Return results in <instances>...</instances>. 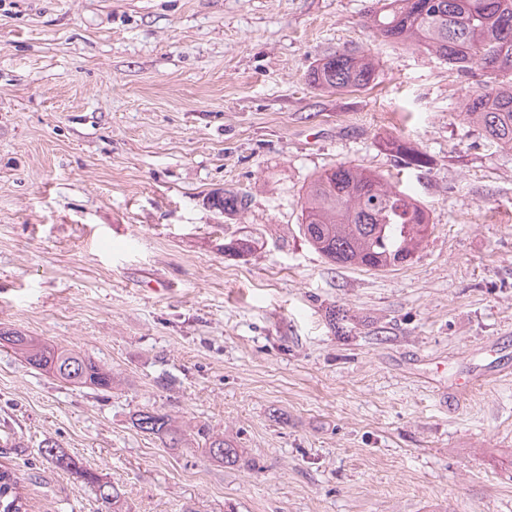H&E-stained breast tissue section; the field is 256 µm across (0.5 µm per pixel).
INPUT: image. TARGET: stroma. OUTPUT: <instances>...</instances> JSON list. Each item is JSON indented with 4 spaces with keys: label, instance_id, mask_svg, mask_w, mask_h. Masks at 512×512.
Here are the masks:
<instances>
[{
    "label": "stroma",
    "instance_id": "1",
    "mask_svg": "<svg viewBox=\"0 0 512 512\" xmlns=\"http://www.w3.org/2000/svg\"><path fill=\"white\" fill-rule=\"evenodd\" d=\"M376 3L0 0V327L116 377L0 348V466L28 512H106L46 440L125 512H512V149L462 120L480 71L378 39ZM342 48L375 57L371 89L311 83ZM341 163L428 209L408 265L305 241V190ZM153 409L241 461L163 447L133 424ZM1 348L20 354L33 369L62 380L92 387L100 392L112 390V370L66 349L48 347L41 339L18 330L0 331ZM197 436L203 438L205 450L212 460L227 465L239 462L240 449L224 439V435L210 433V430L203 428L197 431ZM42 457L53 464L56 468L66 472L77 474L83 478V480L91 485L99 498L103 499V494L108 493L111 499L103 501L102 503L116 506L121 499V493L111 483L102 481L95 473L83 469L79 465V460L75 459L71 455L65 453L59 446L54 442H44L39 448Z\"/></svg>",
    "mask_w": 512,
    "mask_h": 512
}]
</instances>
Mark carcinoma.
I'll return each mask as SVG.
<instances>
[{
	"instance_id": "1",
	"label": "carcinoma",
	"mask_w": 512,
	"mask_h": 512,
	"mask_svg": "<svg viewBox=\"0 0 512 512\" xmlns=\"http://www.w3.org/2000/svg\"><path fill=\"white\" fill-rule=\"evenodd\" d=\"M376 37L410 43L459 68L477 67L486 76L480 89L466 97L463 121L512 148V0H389L387 8L368 21ZM375 64L364 53L338 49L323 58L310 75L319 87L361 90L375 80ZM408 168L421 169L428 157L407 141L396 145ZM301 228L307 243L329 263L385 271L412 261L427 237L430 216L407 192L388 184L380 173L339 164L310 182L301 210ZM254 240L246 235L224 250L247 256ZM0 346L20 354L33 369L65 381L112 390V370L66 349L48 347L41 339L18 330L0 332ZM134 425L155 436L166 448H183L189 438L160 411H142ZM210 458L234 465L240 449L203 428ZM56 468L77 474L97 496L109 494L115 506L121 493L111 483L79 465L54 442L40 448ZM0 512H26L15 472L0 470Z\"/></svg>"
}]
</instances>
